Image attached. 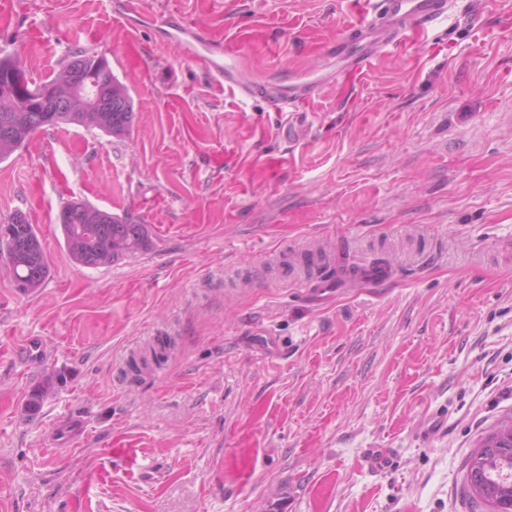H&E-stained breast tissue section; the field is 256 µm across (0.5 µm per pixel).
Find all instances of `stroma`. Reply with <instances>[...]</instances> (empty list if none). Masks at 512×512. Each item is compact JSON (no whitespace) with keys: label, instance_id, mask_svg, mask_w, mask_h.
Returning a JSON list of instances; mask_svg holds the SVG:
<instances>
[{"label":"stroma","instance_id":"obj_1","mask_svg":"<svg viewBox=\"0 0 512 512\" xmlns=\"http://www.w3.org/2000/svg\"><path fill=\"white\" fill-rule=\"evenodd\" d=\"M125 2L0 0V50L33 80L90 51L134 100L122 137L46 127L0 160V221L27 217L50 267L24 294L0 265V512H471L465 461L512 418V0H456L296 104L291 144L276 107L212 83L149 19L239 33L249 68L312 69L362 0H137L132 24ZM75 199L147 225L148 248L72 263ZM257 324L279 360L253 357ZM149 336L168 358L129 383ZM269 404L282 419L257 416ZM252 415L259 445L237 447Z\"/></svg>","mask_w":512,"mask_h":512}]
</instances>
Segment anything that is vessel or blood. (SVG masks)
Returning <instances> with one entry per match:
<instances>
[{
  "label": "vessel or blood",
  "mask_w": 512,
  "mask_h": 512,
  "mask_svg": "<svg viewBox=\"0 0 512 512\" xmlns=\"http://www.w3.org/2000/svg\"><path fill=\"white\" fill-rule=\"evenodd\" d=\"M453 6V0H366L357 22L323 46L325 62L321 67L292 70L265 82L256 81L241 66V38L218 39L171 15L157 19L156 26L185 56L201 62L214 83L285 110L320 94L339 78L364 69L378 53L398 47L406 33L447 18ZM252 347L255 356L263 359L277 356L280 350L278 337L267 328L255 333Z\"/></svg>",
  "instance_id": "vessel-or-blood-1"
}]
</instances>
